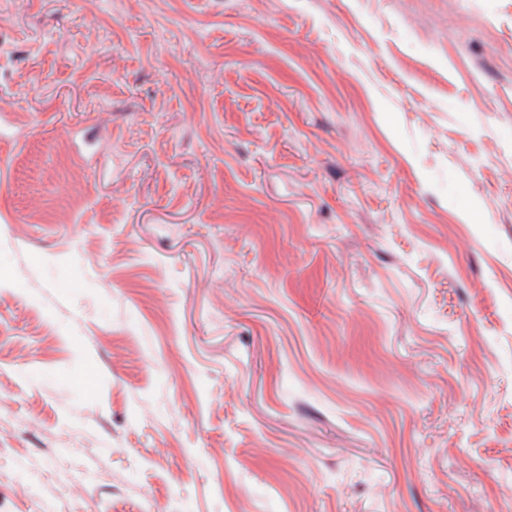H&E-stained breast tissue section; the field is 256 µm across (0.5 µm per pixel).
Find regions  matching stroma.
Wrapping results in <instances>:
<instances>
[{
  "label": "stroma",
  "mask_w": 512,
  "mask_h": 512,
  "mask_svg": "<svg viewBox=\"0 0 512 512\" xmlns=\"http://www.w3.org/2000/svg\"><path fill=\"white\" fill-rule=\"evenodd\" d=\"M1 99L0 512H512V0H0Z\"/></svg>",
  "instance_id": "obj_1"
}]
</instances>
